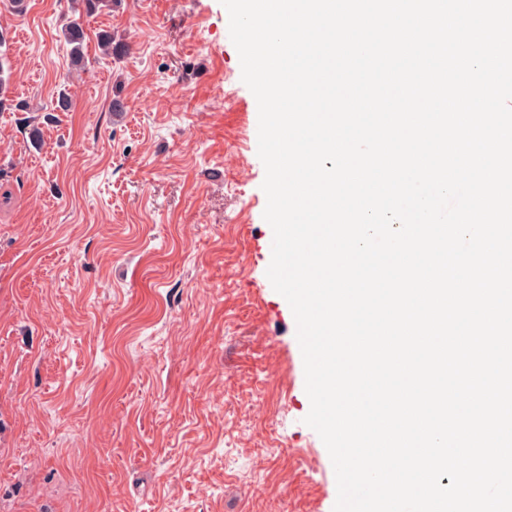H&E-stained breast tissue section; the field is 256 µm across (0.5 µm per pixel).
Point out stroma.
Here are the masks:
<instances>
[{
	"label": "stroma",
	"mask_w": 512,
	"mask_h": 512,
	"mask_svg": "<svg viewBox=\"0 0 512 512\" xmlns=\"http://www.w3.org/2000/svg\"><path fill=\"white\" fill-rule=\"evenodd\" d=\"M27 2L0 10V512H267L271 488L289 512H333L226 8L84 16L75 76L71 0ZM66 81L72 106L51 111Z\"/></svg>",
	"instance_id": "1"
}]
</instances>
